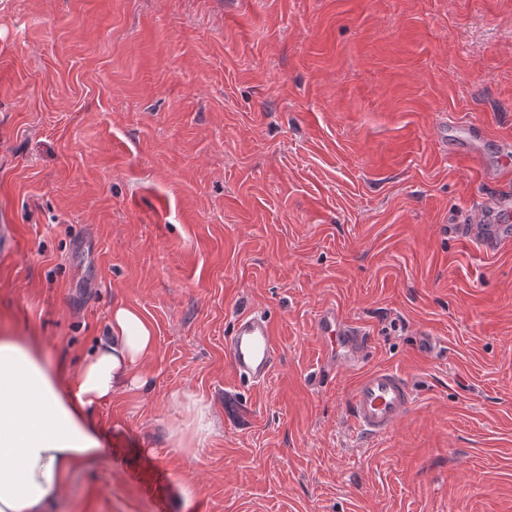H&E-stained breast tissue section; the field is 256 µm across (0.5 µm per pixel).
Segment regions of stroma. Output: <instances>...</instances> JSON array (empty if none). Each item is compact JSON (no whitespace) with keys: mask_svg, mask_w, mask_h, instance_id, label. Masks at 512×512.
<instances>
[{"mask_svg":"<svg viewBox=\"0 0 512 512\" xmlns=\"http://www.w3.org/2000/svg\"><path fill=\"white\" fill-rule=\"evenodd\" d=\"M506 155L512 0H0V328L69 372L113 303L155 331L152 393L92 410L47 512H512V243L446 227L512 204ZM330 304L417 392L382 438L321 362ZM245 308L278 347L250 386ZM183 391L216 419L191 453ZM274 326L262 311L237 315L227 349L236 377L258 384L272 373L278 360Z\"/></svg>","mask_w":512,"mask_h":512,"instance_id":"35a3bbf8","label":"stroma"}]
</instances>
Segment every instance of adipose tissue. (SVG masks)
I'll return each mask as SVG.
<instances>
[{"mask_svg": "<svg viewBox=\"0 0 512 512\" xmlns=\"http://www.w3.org/2000/svg\"><path fill=\"white\" fill-rule=\"evenodd\" d=\"M154 346L152 326L120 303L105 339L67 377L30 341L0 333V512H46L73 472L98 458L99 438L85 412L117 392L147 395L142 363ZM174 400L184 419L168 435L171 447H202L215 429L209 405L187 392Z\"/></svg>", "mask_w": 512, "mask_h": 512, "instance_id": "1", "label": "adipose tissue"}]
</instances>
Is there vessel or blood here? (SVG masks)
Here are the masks:
<instances>
[{
  "instance_id": "obj_1",
  "label": "vessel or blood",
  "mask_w": 512,
  "mask_h": 512,
  "mask_svg": "<svg viewBox=\"0 0 512 512\" xmlns=\"http://www.w3.org/2000/svg\"><path fill=\"white\" fill-rule=\"evenodd\" d=\"M493 224L483 242L491 251L512 236V210L492 213ZM313 334L328 366L356 367L365 355L366 332L348 321L339 308H322L314 322ZM227 349L236 377L257 384L274 370L278 360L274 326L262 311L238 314ZM415 397L406 375L399 369L379 367L362 374L345 404L347 421L354 433L380 438L390 433L413 411Z\"/></svg>"
}]
</instances>
